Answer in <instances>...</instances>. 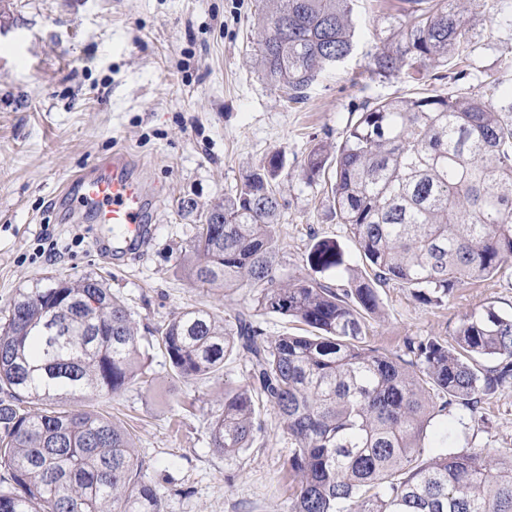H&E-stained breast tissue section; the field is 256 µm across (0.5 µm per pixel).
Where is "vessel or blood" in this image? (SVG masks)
Instances as JSON below:
<instances>
[{
	"instance_id": "b4317fda",
	"label": "vessel or blood",
	"mask_w": 512,
	"mask_h": 512,
	"mask_svg": "<svg viewBox=\"0 0 512 512\" xmlns=\"http://www.w3.org/2000/svg\"><path fill=\"white\" fill-rule=\"evenodd\" d=\"M77 209L90 212L99 224H107L127 247L141 243L148 232V195L124 152L82 171L74 181Z\"/></svg>"
}]
</instances>
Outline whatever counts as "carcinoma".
I'll return each mask as SVG.
<instances>
[{"instance_id":"cac0c4a2","label":"carcinoma","mask_w":512,"mask_h":512,"mask_svg":"<svg viewBox=\"0 0 512 512\" xmlns=\"http://www.w3.org/2000/svg\"><path fill=\"white\" fill-rule=\"evenodd\" d=\"M352 2L270 0L258 61L286 101L351 54ZM405 2L400 38L383 44L373 72L437 80L470 54V12L458 0ZM279 169L273 154L207 211L187 272L201 287L250 289L260 310L308 334L265 337L241 313L223 321L202 308L155 328L179 378L214 377L234 353L248 359L244 381L224 383L212 447L226 456L250 448L260 409L271 407L290 444L289 512H512V453L423 457L428 437L448 447L446 418L462 409L479 423L482 399L512 385V315L475 310L454 343L408 336L399 355L367 341L377 287L392 282L439 306L512 268V89L368 104L335 155L309 154L307 180L333 170L336 215L371 270L359 275L337 242H315L309 265L348 275L339 292L278 275ZM144 366L132 312L103 281L52 276L18 290L0 325V512H165L122 426L56 407L89 389L120 392Z\"/></svg>"}]
</instances>
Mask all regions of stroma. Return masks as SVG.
Returning a JSON list of instances; mask_svg holds the SVG:
<instances>
[{"label":"stroma","instance_id":"obj_1","mask_svg":"<svg viewBox=\"0 0 512 512\" xmlns=\"http://www.w3.org/2000/svg\"><path fill=\"white\" fill-rule=\"evenodd\" d=\"M474 9L482 45L470 75L437 82L434 93L491 94L486 75L512 85V26L496 0H458ZM263 0H0V317L18 289L51 274L93 275L154 327L189 308L252 316L263 335L296 332L291 319L256 308L245 288H200L184 254L206 210L234 194L243 176L279 155V276H315L337 289L348 278L312 272L307 255L321 239L339 243L366 272L333 208L330 185L307 181L316 148L335 153L364 102L420 92L406 75H373L386 36L398 34L401 0H354V48L327 67L304 102L284 101L258 64ZM128 153L152 189L149 242L134 256L112 248L110 226L70 208L59 191L82 169ZM59 255L49 256L50 241ZM381 316L372 346L400 352L408 336L452 339L460 318L491 307L512 313V269L457 288L447 303L379 287ZM234 356L223 379H176L158 348L145 350L141 381L115 394L86 391L68 409L101 413L134 436L145 482L159 485L166 512H288V436L264 408L253 448L227 456L210 444L209 424L224 410L225 383H240ZM485 421L457 432L453 451L512 452V387L484 400Z\"/></svg>","mask_w":512,"mask_h":512}]
</instances>
